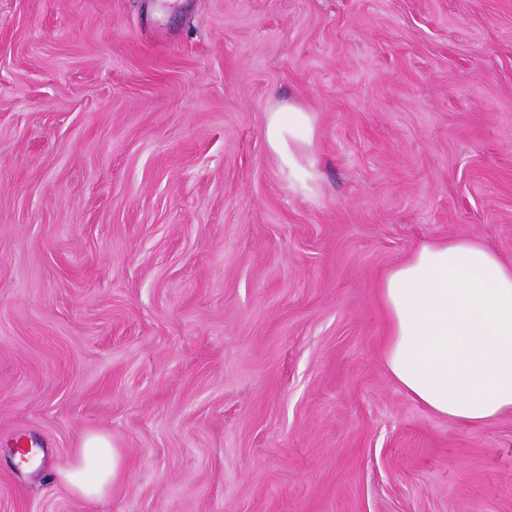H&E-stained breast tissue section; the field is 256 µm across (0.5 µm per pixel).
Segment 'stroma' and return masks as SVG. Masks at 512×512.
Segmentation results:
<instances>
[{
	"mask_svg": "<svg viewBox=\"0 0 512 512\" xmlns=\"http://www.w3.org/2000/svg\"><path fill=\"white\" fill-rule=\"evenodd\" d=\"M449 238L512 263V0H0V512H512V415L385 368ZM309 136V118L302 110L285 104L271 111L266 128L267 141L288 168L294 167L292 145L307 141ZM112 443L104 435L85 437L74 460L58 471L60 481L76 496L94 502L112 486Z\"/></svg>",
	"mask_w": 512,
	"mask_h": 512,
	"instance_id": "stroma-1",
	"label": "stroma"
}]
</instances>
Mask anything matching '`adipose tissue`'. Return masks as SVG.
<instances>
[{
    "label": "adipose tissue",
    "mask_w": 512,
    "mask_h": 512,
    "mask_svg": "<svg viewBox=\"0 0 512 512\" xmlns=\"http://www.w3.org/2000/svg\"><path fill=\"white\" fill-rule=\"evenodd\" d=\"M309 136L302 110L271 111L267 141L285 166L294 164L293 144ZM381 297L390 323L385 366L410 398L461 424L512 413V265L473 239L437 241L390 269ZM112 473V443L93 434L58 476L94 502L110 489Z\"/></svg>",
    "instance_id": "1"
}]
</instances>
